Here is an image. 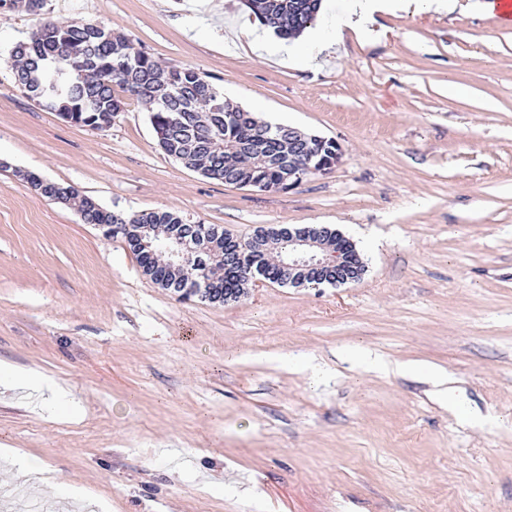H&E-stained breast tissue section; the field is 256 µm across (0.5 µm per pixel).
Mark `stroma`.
<instances>
[{"label": "stroma", "mask_w": 512, "mask_h": 512, "mask_svg": "<svg viewBox=\"0 0 512 512\" xmlns=\"http://www.w3.org/2000/svg\"><path fill=\"white\" fill-rule=\"evenodd\" d=\"M460 3L378 15L379 38L299 68L253 53L243 0L0 9V58L40 17L92 23L342 149L331 170L256 192L164 154L143 104L104 130L71 125L0 65V366L77 401L58 411L0 385V449L47 474L0 461V512H512V25ZM22 170L240 239L326 224L367 271L182 301ZM376 357L422 371L385 374Z\"/></svg>", "instance_id": "obj_1"}]
</instances>
